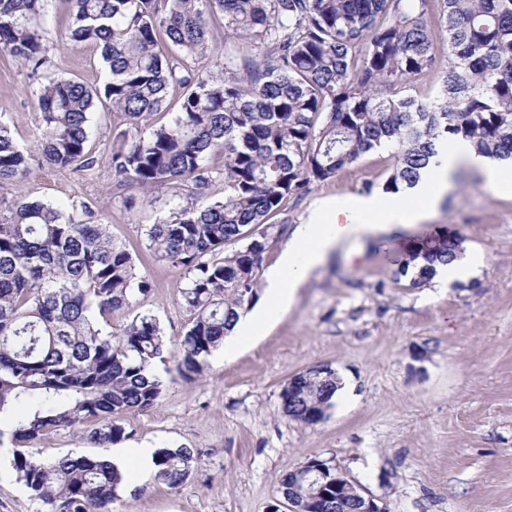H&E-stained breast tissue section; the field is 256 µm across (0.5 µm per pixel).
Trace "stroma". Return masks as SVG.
Segmentation results:
<instances>
[{
	"mask_svg": "<svg viewBox=\"0 0 512 512\" xmlns=\"http://www.w3.org/2000/svg\"><path fill=\"white\" fill-rule=\"evenodd\" d=\"M68 22L65 0H44L45 75L102 85L108 74L97 47L58 42ZM39 86L0 52V123L23 146L36 139ZM124 124L121 113L96 105L88 141L93 169L38 171L23 185H0V201L24 195L67 211L92 210L151 285L114 312L113 329L149 313L175 340L193 320L181 297L187 279L149 251L146 230L182 200L164 188L144 193L121 183L112 132ZM390 164L387 149L369 152L285 205L263 268L277 263L315 201L362 193L368 181L383 184ZM465 176L425 222L343 242L299 288L293 306L230 360L208 357L193 378L178 372L176 360L158 365L164 394L153 407L122 416L121 445L185 446L196 454L195 469L170 489L157 481L151 461L130 460L113 512H268L282 497L284 475L313 457L343 472L384 512H512V195L494 193L474 170ZM437 229L460 234L483 254L481 277L447 291L395 277L403 245ZM319 364L335 369L352 397L317 424L293 421L282 412L281 391ZM12 451L10 442L0 443V512H38L11 468ZM29 451L53 459L97 448L79 426L36 440Z\"/></svg>",
	"mask_w": 512,
	"mask_h": 512,
	"instance_id": "obj_1",
	"label": "stroma"
}]
</instances>
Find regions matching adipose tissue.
I'll return each mask as SVG.
<instances>
[{
	"label": "adipose tissue",
	"instance_id": "adipose-tissue-1",
	"mask_svg": "<svg viewBox=\"0 0 512 512\" xmlns=\"http://www.w3.org/2000/svg\"><path fill=\"white\" fill-rule=\"evenodd\" d=\"M464 163L478 169L489 188L512 192L506 164L475 154L470 145L461 141L451 149L437 146L435 156L421 170L416 184L400 193L321 199L307 220L297 227L277 264L267 271L263 304L241 314L225 336L221 345L224 356H231L240 343L256 337L274 316L287 311L298 289L340 243L427 220L454 188L453 177ZM483 265L481 253L465 249L448 263H435L434 279L451 287L475 278Z\"/></svg>",
	"mask_w": 512,
	"mask_h": 512
}]
</instances>
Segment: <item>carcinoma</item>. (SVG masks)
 Returning a JSON list of instances; mask_svg holds the SVG:
<instances>
[{
  "instance_id": "obj_1",
  "label": "carcinoma",
  "mask_w": 512,
  "mask_h": 512,
  "mask_svg": "<svg viewBox=\"0 0 512 512\" xmlns=\"http://www.w3.org/2000/svg\"><path fill=\"white\" fill-rule=\"evenodd\" d=\"M43 0H0V50L38 74L47 60L34 26ZM66 34L100 49L103 87L50 78L38 93L34 148L0 124V184L37 170L86 171L95 102L124 116L112 166L128 185L168 188L192 201L146 230L153 254L188 275L181 289L192 325L173 344L139 314L103 331L112 313L147 291L132 255L92 211L22 197L0 208V439L11 467L44 512H112L124 476L102 454L42 460L26 444L91 426L101 448L126 436L121 416L153 406L164 390L157 363L174 357L201 373L239 310L256 299L258 271L288 202L384 147L393 159L386 193L412 186L438 143H469L512 160V0H64ZM224 62L210 66L215 26ZM443 69L436 95L404 93ZM176 107L149 135L141 122ZM224 199L194 200L218 180ZM240 240L246 247L224 253ZM463 239L434 233L398 261L414 287L430 281ZM336 371H308L283 387L282 411L312 424L332 406ZM190 448H160L153 465L171 489L190 476Z\"/></svg>"
}]
</instances>
